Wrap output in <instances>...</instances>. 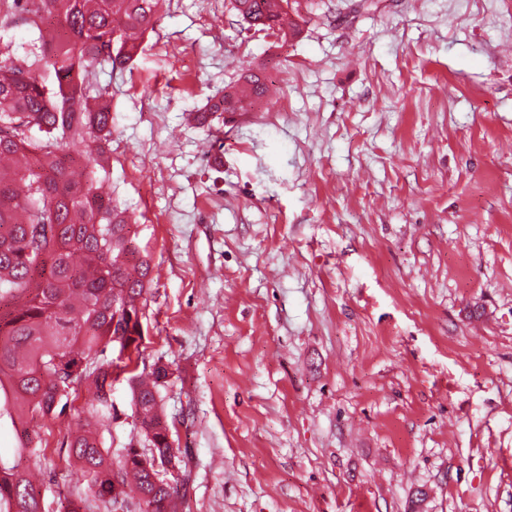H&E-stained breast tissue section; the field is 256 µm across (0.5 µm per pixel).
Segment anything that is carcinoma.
Here are the masks:
<instances>
[{"label": "carcinoma", "instance_id": "cac0c4a2", "mask_svg": "<svg viewBox=\"0 0 512 512\" xmlns=\"http://www.w3.org/2000/svg\"><path fill=\"white\" fill-rule=\"evenodd\" d=\"M162 0H8L38 37L18 51L0 31L8 57L0 61V427L18 436L11 458L0 455V512H91L90 500L112 502L115 483L132 480L141 512H178L186 481L166 474L177 416L166 413L161 389L168 370L137 371L143 308L151 272L148 255L130 237L112 197L75 167L98 166L111 133L112 111L100 104L107 88L99 72L132 65L144 35L155 30ZM239 21L275 27L296 37L300 0H231ZM196 113L210 124L226 112H245L262 97L257 74ZM125 336L126 356H106L112 337ZM125 376L140 440L129 442L112 465L104 434L116 420L113 383ZM95 396V429L65 444L91 498L48 501L23 462L46 455L26 418L59 417L73 409L78 387Z\"/></svg>", "mask_w": 512, "mask_h": 512}]
</instances>
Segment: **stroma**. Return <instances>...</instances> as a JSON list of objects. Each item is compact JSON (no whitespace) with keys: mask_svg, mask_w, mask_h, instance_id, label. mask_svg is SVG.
Returning a JSON list of instances; mask_svg holds the SVG:
<instances>
[{"mask_svg":"<svg viewBox=\"0 0 512 512\" xmlns=\"http://www.w3.org/2000/svg\"><path fill=\"white\" fill-rule=\"evenodd\" d=\"M314 2L284 41L165 0L98 76L183 512H512V0ZM244 67L270 94L199 125ZM91 403L32 423L46 495Z\"/></svg>","mask_w":512,"mask_h":512,"instance_id":"obj_1","label":"stroma"}]
</instances>
